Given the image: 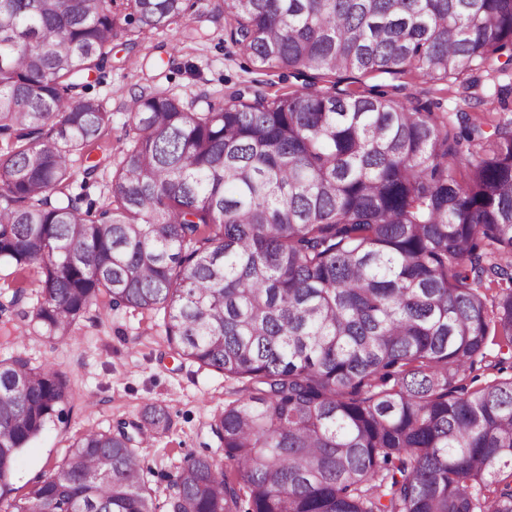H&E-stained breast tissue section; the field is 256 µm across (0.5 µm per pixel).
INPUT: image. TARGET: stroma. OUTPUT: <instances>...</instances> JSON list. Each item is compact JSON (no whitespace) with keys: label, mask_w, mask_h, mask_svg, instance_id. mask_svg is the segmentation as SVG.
Masks as SVG:
<instances>
[{"label":"stroma","mask_w":512,"mask_h":512,"mask_svg":"<svg viewBox=\"0 0 512 512\" xmlns=\"http://www.w3.org/2000/svg\"><path fill=\"white\" fill-rule=\"evenodd\" d=\"M193 39L159 34L134 48L116 45L111 66L91 76L92 93L107 96L114 112L102 140V154L126 145V106L147 85L191 100L200 96L225 101L243 84L263 90L296 87L294 78L256 68L228 39L218 0H193ZM161 314L120 308L108 313L90 309L71 340L54 342L32 333L22 345L34 364L52 363L65 371L74 399L63 420L54 421L22 452L13 479L14 498L24 497L37 476L66 453L74 438L133 419L149 404L167 405L172 425L166 433L141 444L139 451L160 495L169 492V478L190 454L213 455L216 439L209 422L225 399L223 374L172 356Z\"/></svg>","instance_id":"stroma-1"}]
</instances>
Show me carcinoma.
<instances>
[{"mask_svg": "<svg viewBox=\"0 0 512 512\" xmlns=\"http://www.w3.org/2000/svg\"><path fill=\"white\" fill-rule=\"evenodd\" d=\"M231 41L301 86L184 102L146 86L109 202L73 163L112 126L87 79L114 41L188 28L190 0H0L4 512H512V0H221ZM493 85L498 112L375 87ZM330 84H325V81ZM163 312L173 355L224 374L211 429L229 469L184 461L160 500L130 430L81 434L8 500L17 460L74 398L19 348L91 308ZM497 375L467 382L476 360ZM112 179V168L107 161L103 160V164L98 171L97 182H90L89 187L86 189L81 188L83 181V173L77 171L75 181L73 183L74 194H87L84 204L92 201L97 207L102 206L108 202V182ZM18 287L27 288L30 302L36 301V290L38 288L37 276L33 272H15L12 267L3 266L0 268V294L2 296L11 295L14 289Z\"/></svg>", "mask_w": 512, "mask_h": 512, "instance_id": "carcinoma-1", "label": "carcinoma"}]
</instances>
